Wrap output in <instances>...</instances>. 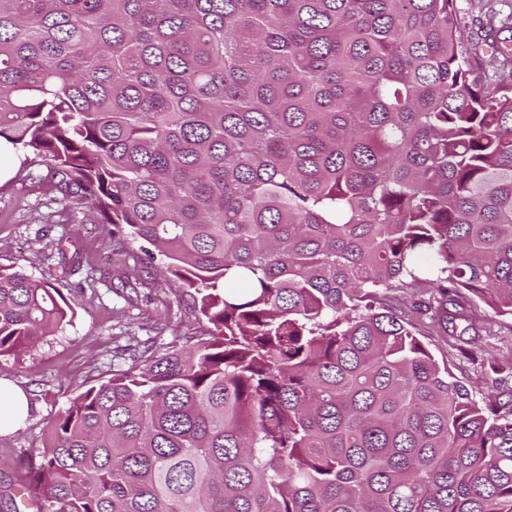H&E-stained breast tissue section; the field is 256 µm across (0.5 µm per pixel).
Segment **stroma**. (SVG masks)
I'll list each match as a JSON object with an SVG mask.
<instances>
[{
	"label": "stroma",
	"mask_w": 512,
	"mask_h": 512,
	"mask_svg": "<svg viewBox=\"0 0 512 512\" xmlns=\"http://www.w3.org/2000/svg\"><path fill=\"white\" fill-rule=\"evenodd\" d=\"M12 172L0 179V265L25 267L36 278L58 288L74 311L69 323L47 336L20 357H0V378H8L28 396L27 418L21 429L0 433V512H35L27 489L29 460L38 459L54 417L83 388L85 380L112 375V349L155 338L167 343L198 335L200 324L189 309L188 297L157 275L140 242H112L108 225L95 223L86 208L76 205L60 211L46 181V169L24 163L9 153ZM67 236L85 259L106 266L112 250L133 263V274L111 266L109 277L88 288L84 269L63 265L49 243ZM472 314L479 334L475 356L468 359L444 337L427 342L438 361L485 400L512 389V375L503 370L512 363V320L497 316L476 303Z\"/></svg>",
	"instance_id": "stroma-1"
}]
</instances>
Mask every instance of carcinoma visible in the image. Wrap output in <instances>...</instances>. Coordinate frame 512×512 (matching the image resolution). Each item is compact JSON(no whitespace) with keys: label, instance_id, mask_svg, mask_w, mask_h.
Masks as SVG:
<instances>
[{"label":"carcinoma","instance_id":"1","mask_svg":"<svg viewBox=\"0 0 512 512\" xmlns=\"http://www.w3.org/2000/svg\"><path fill=\"white\" fill-rule=\"evenodd\" d=\"M457 0H0V144L147 243L205 320L118 346L28 465L39 512H512L477 401L379 292L474 355L512 319V13ZM0 266V357L67 322ZM460 12L459 17L461 25L465 29L467 47L472 52H477L480 56L485 51L483 24L487 19V4L490 0H457ZM424 287L418 286L417 288H405V289H392L383 291V299L385 303L392 304L402 311H413L416 312L415 305L421 303V300L426 296L423 295Z\"/></svg>","mask_w":512,"mask_h":512}]
</instances>
